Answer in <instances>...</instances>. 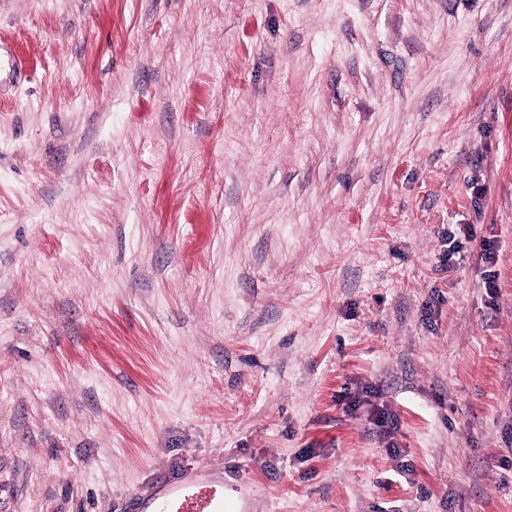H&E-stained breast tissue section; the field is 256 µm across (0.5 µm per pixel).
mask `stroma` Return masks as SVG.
<instances>
[{
  "label": "stroma",
  "mask_w": 512,
  "mask_h": 512,
  "mask_svg": "<svg viewBox=\"0 0 512 512\" xmlns=\"http://www.w3.org/2000/svg\"><path fill=\"white\" fill-rule=\"evenodd\" d=\"M179 484L512 512V0H0V512Z\"/></svg>",
  "instance_id": "obj_1"
}]
</instances>
